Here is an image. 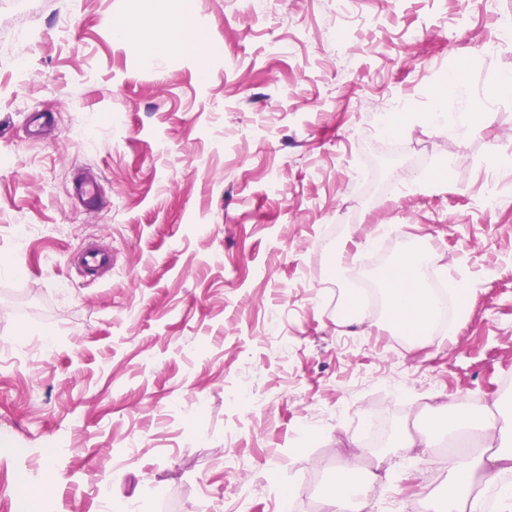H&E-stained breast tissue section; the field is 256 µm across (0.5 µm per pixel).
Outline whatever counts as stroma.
<instances>
[{
  "mask_svg": "<svg viewBox=\"0 0 512 512\" xmlns=\"http://www.w3.org/2000/svg\"><path fill=\"white\" fill-rule=\"evenodd\" d=\"M253 3L190 0L199 59L146 56L159 0H0V512H105L103 484L122 512H235L245 476L248 512H323L343 455L395 466L375 512H431L440 450L402 464L396 434L451 399L512 412V206L484 203L512 198V44L487 51L512 0ZM452 75L483 104L462 137ZM406 166L427 182L390 191ZM340 246L384 248L374 276L430 248L467 316L425 347L336 327ZM74 195L89 208L98 206L101 200V190L97 180L89 177H80L73 185Z\"/></svg>",
  "mask_w": 512,
  "mask_h": 512,
  "instance_id": "obj_1",
  "label": "stroma"
}]
</instances>
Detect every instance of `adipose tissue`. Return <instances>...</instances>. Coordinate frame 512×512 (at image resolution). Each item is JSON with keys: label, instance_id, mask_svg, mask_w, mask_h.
Instances as JSON below:
<instances>
[{"label": "adipose tissue", "instance_id": "1", "mask_svg": "<svg viewBox=\"0 0 512 512\" xmlns=\"http://www.w3.org/2000/svg\"><path fill=\"white\" fill-rule=\"evenodd\" d=\"M428 259V251H413L379 275L385 296L384 327L413 337L420 345L432 343V322L437 313L431 291L423 281V268ZM439 409L443 413V434L468 432L488 442L489 447L471 455L445 457L447 487L436 499L435 512H482L475 486L482 480L512 471V418L496 420L458 402L440 404ZM389 479V467L380 464L364 480H355L350 463L338 460L334 480L323 497L324 508L326 512H371L373 490Z\"/></svg>", "mask_w": 512, "mask_h": 512}]
</instances>
